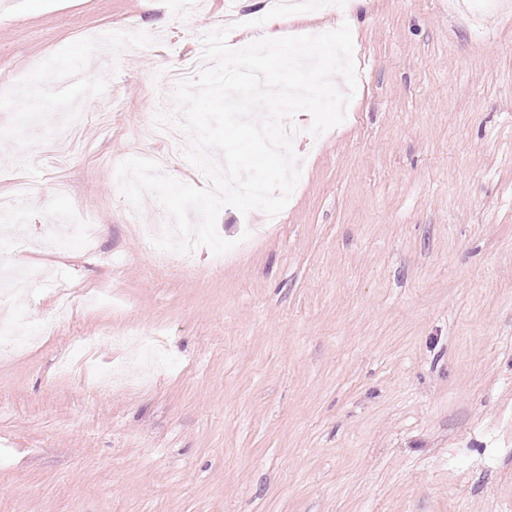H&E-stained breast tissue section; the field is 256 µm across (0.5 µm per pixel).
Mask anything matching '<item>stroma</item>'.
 I'll return each instance as SVG.
<instances>
[{
    "instance_id": "stroma-1",
    "label": "stroma",
    "mask_w": 512,
    "mask_h": 512,
    "mask_svg": "<svg viewBox=\"0 0 512 512\" xmlns=\"http://www.w3.org/2000/svg\"><path fill=\"white\" fill-rule=\"evenodd\" d=\"M266 0H11L0 10V259L47 273L0 300V512H512V0H366L345 121L293 140L301 178L236 246L148 248L116 167L165 153L156 102L195 35ZM87 68L105 96L58 81ZM81 112L50 147L36 114ZM99 224L95 250L60 216ZM27 247L11 249L15 235ZM155 336L152 359L138 337ZM90 367L61 374L72 339Z\"/></svg>"
}]
</instances>
